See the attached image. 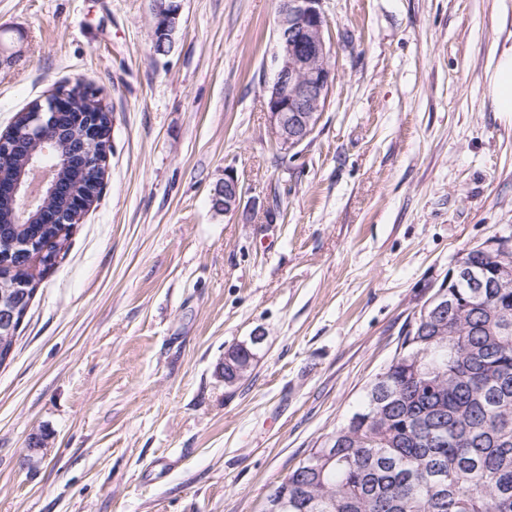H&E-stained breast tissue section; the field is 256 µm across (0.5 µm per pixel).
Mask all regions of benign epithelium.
Returning a JSON list of instances; mask_svg holds the SVG:
<instances>
[{
  "mask_svg": "<svg viewBox=\"0 0 512 512\" xmlns=\"http://www.w3.org/2000/svg\"><path fill=\"white\" fill-rule=\"evenodd\" d=\"M320 3L321 0H281L278 12L277 32L281 34V40L278 41L275 77L265 88V107L274 141L285 154L313 133L335 79L326 39L327 20ZM69 109L67 98L61 94L56 96L48 102V109L40 108L32 113L27 126L28 136L43 145L52 143L45 129L53 126L58 113ZM58 168L57 156L43 149V158L33 164V172L42 173L40 183L13 189L20 193V201L26 203L25 209L42 202L44 189L53 186ZM221 186L224 187V200L213 195V207L224 209L226 214L238 212L243 194L238 178L226 173ZM482 251L493 267V280L484 279L471 267L470 261L460 255L449 270L444 287L455 284L458 273L464 269L480 288L512 285V249L503 246L502 239L494 238L482 245Z\"/></svg>",
  "mask_w": 512,
  "mask_h": 512,
  "instance_id": "7a95c632",
  "label": "benign epithelium"
}]
</instances>
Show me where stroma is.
Masks as SVG:
<instances>
[{
	"instance_id": "35a3bbf8",
	"label": "stroma",
	"mask_w": 512,
	"mask_h": 512,
	"mask_svg": "<svg viewBox=\"0 0 512 512\" xmlns=\"http://www.w3.org/2000/svg\"><path fill=\"white\" fill-rule=\"evenodd\" d=\"M321 9L336 80L284 154L279 0H180L164 54L152 0H0V134L78 83L112 112L100 199L0 365V512H262L453 259L512 226V115L487 81L512 0ZM228 172L233 214L211 204ZM222 186L224 187V202L218 201L220 197L214 191L212 196L213 207L216 209L223 207L226 214L238 212L243 194V187L238 178L232 173H225L224 181L220 183L218 188ZM263 340V336L254 335L253 341L254 342H260ZM251 340V346L243 347V344H237L230 346L225 352L224 355L227 353H230L233 358V364L237 366V373L236 375L233 373H227L225 370V375L229 377V379L232 381L230 383H226L225 380L228 382L227 378L224 377V369L225 365H228V360L226 361L224 359V362L222 364V375L224 377L225 384H234L237 381L241 380L245 377V375L249 372L250 368L252 367V363L255 359L256 353L254 352V348L259 345L260 343H254Z\"/></svg>"
}]
</instances>
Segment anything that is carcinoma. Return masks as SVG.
I'll return each mask as SVG.
<instances>
[{"label": "carcinoma", "instance_id": "obj_1", "mask_svg": "<svg viewBox=\"0 0 512 512\" xmlns=\"http://www.w3.org/2000/svg\"><path fill=\"white\" fill-rule=\"evenodd\" d=\"M70 111L112 127L111 111L77 85ZM69 148L96 156L83 125L67 131ZM36 142L21 137L12 165L0 178L26 172ZM61 151L66 197H50L43 212L22 216L13 197L0 194V295L16 312L0 325V364L13 351L44 262L67 252L82 218L76 201L99 199L102 170L77 167ZM453 310L414 324L390 363L369 383L361 407L275 484L267 503L288 489V512H512V286L494 295L455 288ZM256 343L227 349L237 366L232 382L252 367Z\"/></svg>", "mask_w": 512, "mask_h": 512}]
</instances>
